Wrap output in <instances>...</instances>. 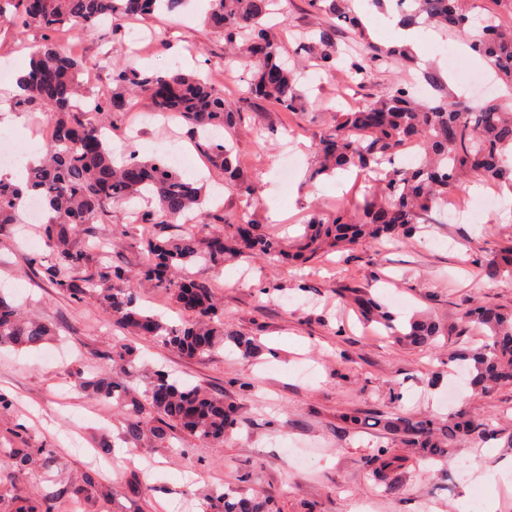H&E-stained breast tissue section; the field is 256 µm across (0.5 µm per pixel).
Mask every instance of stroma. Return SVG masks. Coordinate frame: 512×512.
Masks as SVG:
<instances>
[{
    "instance_id": "1",
    "label": "stroma",
    "mask_w": 512,
    "mask_h": 512,
    "mask_svg": "<svg viewBox=\"0 0 512 512\" xmlns=\"http://www.w3.org/2000/svg\"><path fill=\"white\" fill-rule=\"evenodd\" d=\"M284 19L269 22L283 57L296 47L295 36L326 22L306 0H284ZM202 0L167 15L132 20L116 17L100 29L63 39L78 58L108 57L140 70L211 74L227 105L237 104L248 88L242 63H227L224 38L205 23ZM168 31L167 47L155 36ZM44 42L42 29L0 25V98L9 99L16 69ZM420 62L441 74L451 93L463 95L475 54L463 39L426 29ZM399 70L376 74L367 87L340 85L335 72L311 69L303 81L302 112L288 116L260 102L243 112L224 139L234 146L240 168L261 188L259 200L240 196L224 185V174L194 145L189 126L146 122L152 110L147 96L135 97L128 112L112 119L108 142L116 154L136 139L140 157L171 162L187 153L176 171L185 178H206V197H221L223 214L247 213L267 234L290 244L303 231L307 211L336 202L354 207L371 189L368 176L354 172L309 181L315 135L335 111L369 103L400 78ZM13 126L0 129L21 155L43 151L50 123L46 111L12 112ZM295 161L289 185L278 177L283 155ZM479 195L466 191L470 215L447 224H424L411 239L328 252L306 262H275L262 256L228 258L224 265L193 267V277L212 288L224 306L226 328L256 337L263 352L255 358L219 349L189 358L147 338L137 339L139 362L165 366L172 377L223 394L238 409V427L222 446L197 450L193 438L173 429L168 447L132 444L123 437L119 411L74 390L77 375L89 371L122 379L107 361L113 346L126 341L94 299L75 303L42 280L32 256H48L42 237L26 242L18 225L0 230V293L26 303L59 337L38 350H0V393L12 400L0 413V512H14V496L35 489L52 493L63 484L97 473L99 484L78 512H201L205 494L258 495L277 512H512V450L502 440L462 447L428 469L413 465L397 477L396 490L375 483L367 460L392 442L377 428H354L350 415L444 417L458 407L491 420L512 433V387L473 393L465 366L448 353L486 341L484 330L462 328L461 316L473 303L512 309V278L488 280L481 263L497 245L512 238V201L494 212L480 210ZM110 223H94L97 237L108 238V256H91L88 276L104 262L134 272L145 262L148 227L132 223L125 203L112 205ZM351 286L379 297L405 319L418 311L434 316L449 330L425 350H409L388 339L376 324H364L355 305L338 291ZM25 426L27 444L49 448L53 458L37 463L27 478L15 472L6 451L13 433ZM113 446L112 460L99 450Z\"/></svg>"
}]
</instances>
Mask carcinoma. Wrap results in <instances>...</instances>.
<instances>
[{
  "instance_id": "cac0c4a2",
  "label": "carcinoma",
  "mask_w": 512,
  "mask_h": 512,
  "mask_svg": "<svg viewBox=\"0 0 512 512\" xmlns=\"http://www.w3.org/2000/svg\"><path fill=\"white\" fill-rule=\"evenodd\" d=\"M42 2V8L34 11L28 0H0L1 23L34 25L46 34V43L33 54L23 92L10 100L13 109L40 106L51 112V139L26 181L33 195L54 212L40 225L51 259L34 264L45 280L69 298H97L106 316L131 336L149 337L190 357L207 356L221 345L243 357H257L260 346L253 338L224 327V309L215 302L211 288L195 281L189 269L200 263L222 265L227 257L244 253L269 258L286 254L292 260L305 261L329 250H347L360 241L408 238L418 225L429 222L437 206L448 201V193L463 192L474 180L512 190V108L497 98L473 105L464 97H450L440 75L422 69L420 80L435 91L431 98H418L417 81L408 75L371 103L336 113L334 123L320 132L314 142L310 179L355 167L374 172L376 188L354 209L312 212L295 250L287 253L278 239L259 232L245 217L229 218L203 210L197 184L182 179L164 162L144 161L131 151L116 164L104 139L103 129L112 124V115L129 110L130 91L147 94L154 111L179 117L194 129L233 128L241 111L226 107L224 93L179 70L148 73L114 62L112 89L96 93L91 107L81 102L78 76L86 63L62 48L58 41L61 32L78 35L115 15L133 18L172 12L185 0ZM272 2L211 0L207 21L224 36L229 52L240 49L249 60L248 90L241 103L252 105L262 99L283 112L295 113L303 107L304 94L299 76L281 61L279 45L267 33ZM395 2L400 25L414 27L423 21L465 38L512 87V20L507 22L489 11L475 24L463 7L464 0ZM10 4L15 5L11 14L7 13ZM307 4L329 19L298 40L301 54L314 59L318 68L339 71L362 86L384 67L406 71L417 67L415 56L406 48L384 47L367 38L352 0H307ZM342 39H352L359 46L344 54L339 49ZM409 144L419 150V163L401 166L396 158ZM199 147L224 171V183L251 200L259 198L260 186L240 170L232 148L208 136ZM21 195L20 186L0 179V227L16 223ZM136 197L155 202L154 208L139 212L137 218V223L155 228V235L147 241V262L135 275L106 263L97 278L85 276L89 253L76 244L75 237L88 232L87 225L110 217L112 202ZM196 210L204 223L223 228L198 241L164 235L165 225ZM482 273L490 280L512 277V245L492 252L482 264ZM138 278L169 293L183 320L170 322L142 308L133 287H112L114 281ZM341 297L355 304L366 321L383 325L388 336L406 348L430 347L438 337L448 335L445 326L425 313L414 314L403 325L395 324L396 317L379 300L358 289L345 287ZM462 319L485 330L488 343L455 351L448 361L471 363L470 385L476 390L512 386V310L476 305L465 311ZM54 335L52 327L0 295V348L38 349ZM111 358L127 377L142 376L132 346L112 348ZM74 386L124 415V439L130 443L164 448L170 439L169 425L175 423L198 446L208 448L223 444L238 425L235 408L224 395L174 379L162 369L147 377L142 395L99 373L91 378L78 376ZM368 421L410 452L407 456L382 448L369 458L372 474L381 483L405 468L411 456L427 463L442 462L452 449L471 439L502 438L504 446L512 448V434L504 435L489 421L461 410L439 420L393 415L350 419L357 428ZM47 452V448H12L10 456L15 470L27 475L36 457ZM54 499V495L32 491L17 497L15 512H50ZM203 512H271V508L258 497L224 492L208 495Z\"/></svg>"
}]
</instances>
